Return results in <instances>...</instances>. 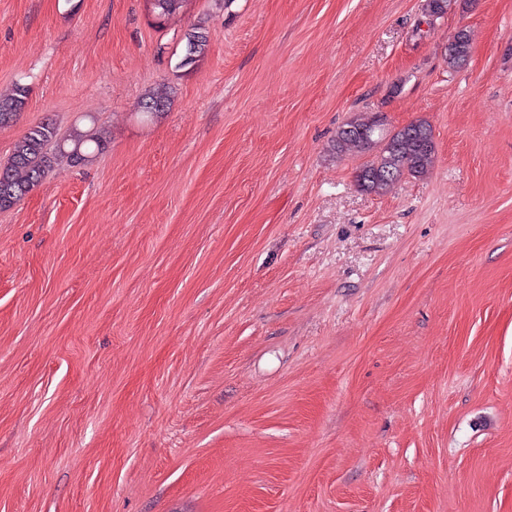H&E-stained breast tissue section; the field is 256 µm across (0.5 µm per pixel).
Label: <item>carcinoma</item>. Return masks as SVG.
<instances>
[{"mask_svg":"<svg viewBox=\"0 0 512 512\" xmlns=\"http://www.w3.org/2000/svg\"><path fill=\"white\" fill-rule=\"evenodd\" d=\"M471 31L462 26L454 32L453 43L446 48V60L451 68L465 64L471 49ZM208 49L204 32L194 29L186 35V50L179 67L191 68ZM28 88L16 84L7 94H0V128L17 120L24 111ZM141 111L149 115L169 109L170 91L161 85L146 93L139 102ZM379 114L361 113L351 119L336 135L333 150L338 155L362 156L370 160L356 171V184L362 190L383 194L395 183L389 176L420 177L435 164L436 149L433 130L425 120H417L397 130H384L373 135ZM106 137L97 132L75 130L59 137L54 123L42 121L27 129L14 143L6 163H0V209L21 200L42 180L57 160L64 158L73 165H84L105 149Z\"/></svg>","mask_w":512,"mask_h":512,"instance_id":"carcinoma-1","label":"carcinoma"}]
</instances>
